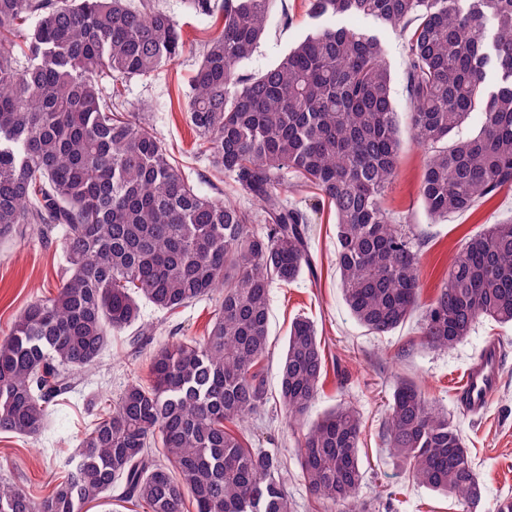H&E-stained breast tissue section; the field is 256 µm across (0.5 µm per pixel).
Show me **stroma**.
I'll list each match as a JSON object with an SVG mask.
<instances>
[{"label": "stroma", "mask_w": 512, "mask_h": 512, "mask_svg": "<svg viewBox=\"0 0 512 512\" xmlns=\"http://www.w3.org/2000/svg\"><path fill=\"white\" fill-rule=\"evenodd\" d=\"M159 4L182 27L186 51L151 76L105 79L106 88L112 92L113 109L145 113L150 129L164 139L192 180L206 181L217 187L222 198L250 207L247 195L203 159L199 138L186 120L189 81L200 59V47L220 33L223 15L218 11L210 16L197 14L190 0H159ZM285 5V10H273L265 40L242 64V71H264L312 28L308 0H285ZM285 11L291 16L287 26L281 22ZM380 36L393 78L394 101L398 112L404 113L409 105L404 79L405 39L391 29L381 31ZM422 174V149L407 148L384 204L406 221L422 242L421 301L427 304L437 295L452 256L464 242L488 225L512 218V191H502L477 210L435 224L429 220L420 196ZM311 247L316 275L305 273L291 284H276L271 289L269 347L264 362L267 401L241 427L249 447L277 454L284 462L291 512H335L309 494L295 455L301 433L289 424L279 402L280 359L288 328L300 315L315 322L325 346L326 373L312 416H321L340 404L355 407L361 416L360 461L364 481L360 500L367 512L461 510L455 497L412 484L405 466L385 444L388 400L402 379L420 386L426 397L447 410L450 421L459 427L483 486L475 512H495L500 498L512 496V326L478 319L467 339L450 350L422 347L413 320L388 335H373L356 322L343 300L336 268V224L328 209L319 211L312 226ZM66 269L59 239L16 235L0 238V337L8 334L17 317L37 296L55 291ZM214 307L211 298L173 313L143 305L144 320L160 326L151 344L135 354L126 335L112 337L88 384L51 407L41 435L0 433V478L34 499L46 497L70 470L79 442L95 413L107 412L128 383L150 384V355L154 346L202 335ZM489 341L500 343L505 362L500 385L485 414L476 420L460 410L457 392L467 365ZM92 397L97 400L93 409L87 406Z\"/></svg>", "instance_id": "35a3bbf8"}]
</instances>
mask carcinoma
I'll use <instances>...</instances> for the list:
<instances>
[{"mask_svg":"<svg viewBox=\"0 0 512 512\" xmlns=\"http://www.w3.org/2000/svg\"><path fill=\"white\" fill-rule=\"evenodd\" d=\"M277 0H224L221 33L190 79L189 123L208 162L254 198L226 201L191 181L138 112L112 111L100 79L144 77L185 48L154 0H0V237L61 241L67 276L0 338V433L36 437L49 407L84 385L112 335L140 347L162 311L218 295L203 335L153 350L151 384L131 383L80 442L67 475L36 501L0 481V512H290L280 458L233 426L266 398L270 288L314 273L312 216L288 181L332 209L346 306L385 336L423 310L420 342L450 350L480 317L512 324V219L453 257L421 304L419 243L383 199L403 140L380 36L319 24L261 74L239 70ZM313 19L360 15L407 36L408 124L425 149L420 194L435 223L512 189V0H310ZM493 27L491 39L484 37ZM477 125L463 128L472 118ZM326 372L315 325L296 318L280 362V403L306 427L298 461L311 495L339 512L359 500L362 422L340 406L308 423ZM386 444L416 485L482 496L448 412L401 380Z\"/></svg>","mask_w":512,"mask_h":512,"instance_id":"carcinoma-1","label":"carcinoma"}]
</instances>
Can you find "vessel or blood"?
Instances as JSON below:
<instances>
[{"mask_svg":"<svg viewBox=\"0 0 512 512\" xmlns=\"http://www.w3.org/2000/svg\"><path fill=\"white\" fill-rule=\"evenodd\" d=\"M504 361L503 350L498 342L485 344L477 358L465 372L464 382L457 394L463 412L477 416L485 412L497 390Z\"/></svg>","mask_w":512,"mask_h":512,"instance_id":"1","label":"vessel or blood"}]
</instances>
